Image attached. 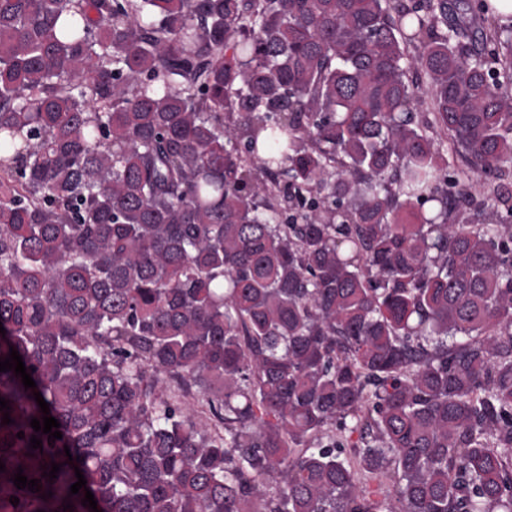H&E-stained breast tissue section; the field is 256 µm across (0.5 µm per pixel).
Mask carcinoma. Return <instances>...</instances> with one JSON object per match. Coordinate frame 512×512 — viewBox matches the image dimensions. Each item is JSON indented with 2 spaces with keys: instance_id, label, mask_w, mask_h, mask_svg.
Returning a JSON list of instances; mask_svg holds the SVG:
<instances>
[{
  "instance_id": "obj_1",
  "label": "carcinoma",
  "mask_w": 512,
  "mask_h": 512,
  "mask_svg": "<svg viewBox=\"0 0 512 512\" xmlns=\"http://www.w3.org/2000/svg\"><path fill=\"white\" fill-rule=\"evenodd\" d=\"M487 11L0 0V512H512V191L440 179L512 164Z\"/></svg>"
}]
</instances>
